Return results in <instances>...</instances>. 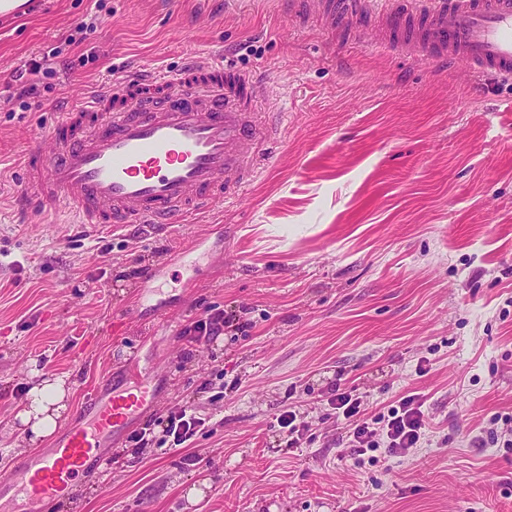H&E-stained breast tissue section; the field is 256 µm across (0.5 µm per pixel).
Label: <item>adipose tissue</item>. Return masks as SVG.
Listing matches in <instances>:
<instances>
[{
  "mask_svg": "<svg viewBox=\"0 0 512 512\" xmlns=\"http://www.w3.org/2000/svg\"><path fill=\"white\" fill-rule=\"evenodd\" d=\"M65 379L42 380L31 386L25 402L19 406L17 416L28 425L34 438L48 436L67 406Z\"/></svg>",
  "mask_w": 512,
  "mask_h": 512,
  "instance_id": "adipose-tissue-1",
  "label": "adipose tissue"
}]
</instances>
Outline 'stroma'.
Here are the masks:
<instances>
[{
    "instance_id": "35a3bbf8",
    "label": "stroma",
    "mask_w": 512,
    "mask_h": 512,
    "mask_svg": "<svg viewBox=\"0 0 512 512\" xmlns=\"http://www.w3.org/2000/svg\"><path fill=\"white\" fill-rule=\"evenodd\" d=\"M212 54L277 86L287 130L238 204L97 237L18 218L13 180L56 112ZM194 244L196 271L174 259ZM215 313L233 327L190 341ZM143 369L160 394L105 448L118 464L80 474L53 512H512V82L296 25L277 0H25L0 17V467L53 443L15 417L33 373L67 380V425ZM342 392L371 415L413 397L420 447L356 465ZM187 404L206 420L192 449L129 454Z\"/></svg>"
}]
</instances>
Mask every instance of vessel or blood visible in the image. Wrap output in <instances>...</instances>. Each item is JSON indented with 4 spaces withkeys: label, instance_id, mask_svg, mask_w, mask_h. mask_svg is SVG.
Returning a JSON list of instances; mask_svg holds the SVG:
<instances>
[{
    "label": "vessel or blood",
    "instance_id": "b4317fda",
    "mask_svg": "<svg viewBox=\"0 0 512 512\" xmlns=\"http://www.w3.org/2000/svg\"><path fill=\"white\" fill-rule=\"evenodd\" d=\"M288 15L351 20L358 40L373 19L378 43L512 81V0H288ZM268 96L215 59L112 82L57 113L46 139L25 155L14 200L93 234L193 222L217 204L237 203L284 144L282 129L258 109ZM155 399L137 375L108 397L90 394L52 448L0 469V512H52L80 471L102 463L105 440Z\"/></svg>",
    "mask_w": 512,
    "mask_h": 512
}]
</instances>
